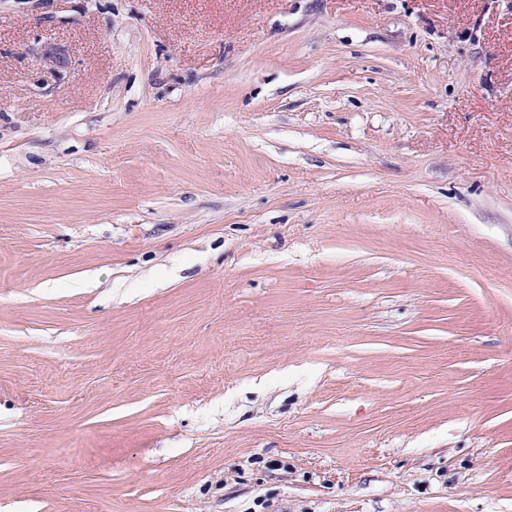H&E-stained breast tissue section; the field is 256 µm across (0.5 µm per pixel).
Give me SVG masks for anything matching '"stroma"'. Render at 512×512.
Segmentation results:
<instances>
[{
	"instance_id": "stroma-1",
	"label": "stroma",
	"mask_w": 512,
	"mask_h": 512,
	"mask_svg": "<svg viewBox=\"0 0 512 512\" xmlns=\"http://www.w3.org/2000/svg\"><path fill=\"white\" fill-rule=\"evenodd\" d=\"M0 512H512V0H0Z\"/></svg>"
}]
</instances>
